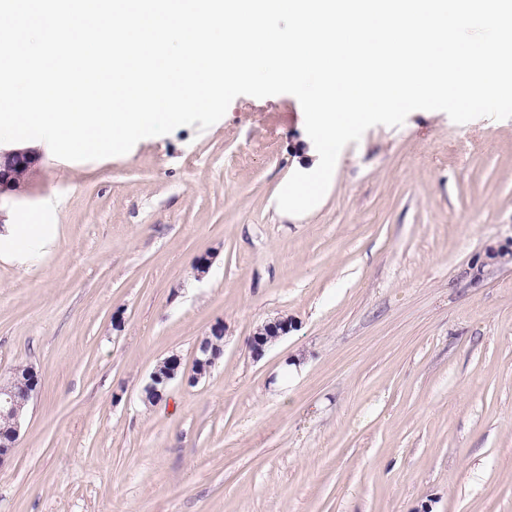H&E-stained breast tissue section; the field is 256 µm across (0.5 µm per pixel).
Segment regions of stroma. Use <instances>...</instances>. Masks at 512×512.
<instances>
[{"label":"stroma","mask_w":512,"mask_h":512,"mask_svg":"<svg viewBox=\"0 0 512 512\" xmlns=\"http://www.w3.org/2000/svg\"><path fill=\"white\" fill-rule=\"evenodd\" d=\"M27 147L0 222L57 236L0 260V376H39L0 512H512V261L486 257L512 249V119L373 126L302 215L276 204L318 157L290 94L121 156ZM292 328V322L288 318H277L272 322L265 324L257 329L251 336L250 348L254 356H262L265 349L271 343L269 336H274L276 339L288 334ZM222 351L221 346L214 343L211 338L207 337L201 344L199 343L195 351L192 373L188 377V383L196 385L200 380L206 378L216 360L221 356ZM164 364H167L169 368H165ZM180 368L181 360L177 357L166 359L163 365H158L150 374V382L146 386L150 397L160 399L162 391L178 376Z\"/></svg>","instance_id":"1"}]
</instances>
